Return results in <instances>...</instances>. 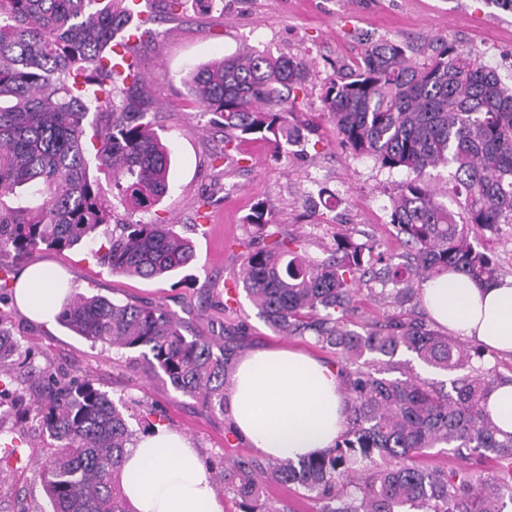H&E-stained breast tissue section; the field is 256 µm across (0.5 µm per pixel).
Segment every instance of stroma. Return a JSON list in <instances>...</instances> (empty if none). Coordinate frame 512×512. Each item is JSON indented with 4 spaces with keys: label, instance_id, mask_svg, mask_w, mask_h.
Returning <instances> with one entry per match:
<instances>
[{
    "label": "stroma",
    "instance_id": "35a3bbf8",
    "mask_svg": "<svg viewBox=\"0 0 512 512\" xmlns=\"http://www.w3.org/2000/svg\"><path fill=\"white\" fill-rule=\"evenodd\" d=\"M142 8L153 18L154 36L134 43L132 51L171 155L168 192L145 218L176 225L193 241L195 261L164 278H128L99 265L84 243L65 251L42 247L18 260L6 254L0 266L16 272L50 263L66 269L75 291L164 304L183 322L185 336L234 345L242 355L273 345L334 364L332 350L274 332L246 294L227 305L226 289L240 281V244L257 237L245 216L263 202L281 233L297 240L298 253L314 260L325 258L348 227L377 250L399 253L390 199L407 174L380 168L342 145L324 115V84L370 44L399 43L423 63L445 39L512 89V10L494 0H210L205 7L185 0L175 12L164 0H143ZM247 47L309 61L291 117L305 141L278 154L266 142H249L222 158L224 131L195 107L186 79L196 67ZM0 325L21 346L36 347L41 365L85 376L130 401L131 429L166 425L186 435L207 461L255 456L228 415L201 414L194 399L144 371L139 351L91 345L62 325L31 322L11 305L0 308ZM0 426L12 449L0 453V512H49L35 468L47 452L44 438L18 407L0 418Z\"/></svg>",
    "mask_w": 512,
    "mask_h": 512
}]
</instances>
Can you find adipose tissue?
I'll return each mask as SVG.
<instances>
[{
	"label": "adipose tissue",
	"instance_id": "obj_1",
	"mask_svg": "<svg viewBox=\"0 0 512 512\" xmlns=\"http://www.w3.org/2000/svg\"><path fill=\"white\" fill-rule=\"evenodd\" d=\"M71 293L66 275L45 264L25 268L14 281L17 308L47 326L55 324ZM422 295L438 326L512 354V278L479 286L451 272L425 283ZM226 403L234 431L270 459L320 453L344 430L345 394L335 366L286 347L240 358ZM121 468L132 512H224L198 450L176 430L159 425L140 436Z\"/></svg>",
	"mask_w": 512,
	"mask_h": 512
}]
</instances>
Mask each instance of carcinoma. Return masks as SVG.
Returning <instances> with one entry per match:
<instances>
[{
    "label": "carcinoma",
    "mask_w": 512,
    "mask_h": 512,
    "mask_svg": "<svg viewBox=\"0 0 512 512\" xmlns=\"http://www.w3.org/2000/svg\"><path fill=\"white\" fill-rule=\"evenodd\" d=\"M120 0H0V252L21 257L45 245L68 250L112 223L110 198L129 220L104 232L94 251L112 272L155 279L189 266L195 245L176 225L136 218L168 189L170 153L151 112L129 89L140 74L113 69L123 29ZM308 64L257 50L195 68L187 78L200 111L224 127V151L252 140L279 149L305 140L288 117L291 94ZM323 103L341 143L407 179L390 200V224L404 251L386 255L348 230L322 260L293 250L261 203L245 222L269 243L242 251V288L282 336H308L336 354L348 401L346 428L333 448L298 461L240 457L212 468L215 486L239 512H285L269 493L296 485L317 512H506L512 504V434L501 432L487 403L504 382L485 352L431 328L408 305L425 282L450 271L481 285L498 278L473 230L512 224V91L471 57L448 47L428 62L393 41L365 48L347 72L324 85ZM107 114L104 124L89 114ZM107 171L112 195L89 174L87 146ZM450 169L451 199L437 200L427 175ZM394 306L359 332L352 328L361 285ZM61 325L89 341L139 349L145 369L202 411L224 413V386L234 350L185 336L161 303L113 301L76 293ZM400 351L440 371L467 374L446 391L407 369L389 379ZM0 326V407L15 394L14 371L32 364ZM37 370V369H35ZM41 392L28 409L51 441L36 462L52 512H131L121 489V462L136 434L127 407L89 379L37 370ZM466 459L491 458L481 479L465 468L432 469L419 459L435 448Z\"/></svg>",
    "instance_id": "obj_1"
}]
</instances>
